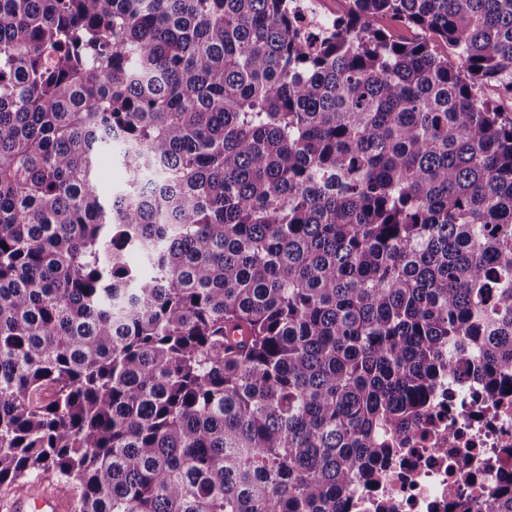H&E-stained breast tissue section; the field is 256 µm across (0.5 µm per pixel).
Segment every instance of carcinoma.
<instances>
[{"instance_id":"1","label":"carcinoma","mask_w":512,"mask_h":512,"mask_svg":"<svg viewBox=\"0 0 512 512\" xmlns=\"http://www.w3.org/2000/svg\"><path fill=\"white\" fill-rule=\"evenodd\" d=\"M348 4L0 0V485L344 512L512 390V0ZM96 178L102 193L106 196L121 189L125 179V170L119 147L114 146L112 152H104L99 157Z\"/></svg>"}]
</instances>
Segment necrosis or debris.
I'll list each match as a JSON object with an SVG mask.
<instances>
[{
	"label": "necrosis or debris",
	"mask_w": 512,
	"mask_h": 512,
	"mask_svg": "<svg viewBox=\"0 0 512 512\" xmlns=\"http://www.w3.org/2000/svg\"><path fill=\"white\" fill-rule=\"evenodd\" d=\"M512 447V403H490L445 379L425 424L409 437L373 489L356 488L349 512H452L481 500L512 472L502 449Z\"/></svg>",
	"instance_id": "4bbe7bcc"
}]
</instances>
